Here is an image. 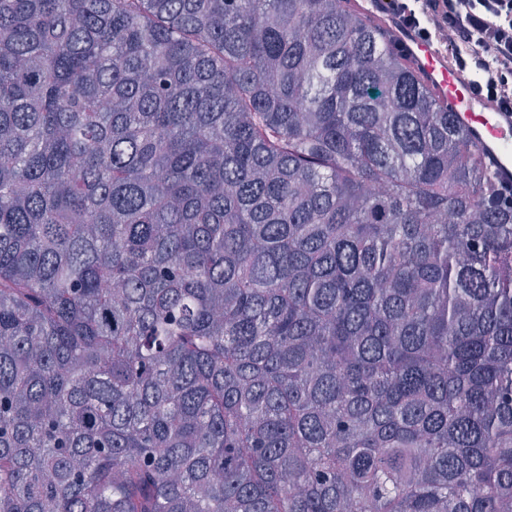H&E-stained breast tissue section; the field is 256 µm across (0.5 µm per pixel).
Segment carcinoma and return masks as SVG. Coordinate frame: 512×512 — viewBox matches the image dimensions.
Masks as SVG:
<instances>
[{
	"mask_svg": "<svg viewBox=\"0 0 512 512\" xmlns=\"http://www.w3.org/2000/svg\"><path fill=\"white\" fill-rule=\"evenodd\" d=\"M352 0H0V512H512V200Z\"/></svg>",
	"mask_w": 512,
	"mask_h": 512,
	"instance_id": "obj_1",
	"label": "carcinoma"
}]
</instances>
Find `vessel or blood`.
<instances>
[{
  "label": "vessel or blood",
  "mask_w": 512,
  "mask_h": 512,
  "mask_svg": "<svg viewBox=\"0 0 512 512\" xmlns=\"http://www.w3.org/2000/svg\"><path fill=\"white\" fill-rule=\"evenodd\" d=\"M354 5L393 31L420 78L468 130L482 154L490 158L497 179L511 181L512 112L486 99L472 77L456 68L444 50L418 35L416 27L401 22L387 0H354Z\"/></svg>",
  "instance_id": "1"
}]
</instances>
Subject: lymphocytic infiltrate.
I'll return each instance as SVG.
<instances>
[{
	"instance_id": "lymphocytic-infiltrate-1",
	"label": "lymphocytic infiltrate",
	"mask_w": 512,
	"mask_h": 512,
	"mask_svg": "<svg viewBox=\"0 0 512 512\" xmlns=\"http://www.w3.org/2000/svg\"><path fill=\"white\" fill-rule=\"evenodd\" d=\"M396 11L422 18L424 36L477 76L489 100L512 105V0H398Z\"/></svg>"
}]
</instances>
